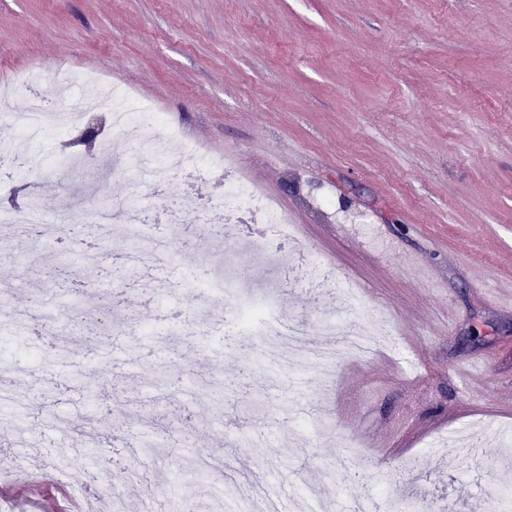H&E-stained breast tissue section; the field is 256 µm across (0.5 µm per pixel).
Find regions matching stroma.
Masks as SVG:
<instances>
[{
	"mask_svg": "<svg viewBox=\"0 0 512 512\" xmlns=\"http://www.w3.org/2000/svg\"><path fill=\"white\" fill-rule=\"evenodd\" d=\"M67 62L155 104L187 141L235 155L244 174L288 211V244L250 250L239 230L215 238L195 225L192 242L156 222L168 261L117 296L141 336L102 335L96 319L109 276L90 279L71 241L47 242L0 223V301L29 311L34 296L59 309L47 334L67 356L46 353L20 326L0 331V370L16 398L0 402V512H53L57 491L107 512L91 487L142 471L119 512H235L276 486L298 512L307 483L322 488L321 512H352L373 498L400 512L422 497L429 512H497L512 488V310L493 299L512 289V0H0V78ZM80 132L42 145L54 163L37 192L46 215L75 190L94 205L124 196L110 172L135 144L116 136L108 151L80 152ZM81 153L71 171L63 161ZM151 212L191 191L201 209L224 195L170 166ZM309 254L334 279L307 283L278 265L283 250ZM207 259L235 270L243 299L270 298L315 330L346 317L336 277L387 310L396 349L364 362L339 360L330 383L259 356L252 336L148 335L161 304L192 312L184 264ZM62 264L63 280H32ZM476 358L487 379L462 391L456 375ZM170 439L145 452L133 438L147 420ZM355 446L370 469L398 475L375 486L326 464Z\"/></svg>",
	"mask_w": 512,
	"mask_h": 512,
	"instance_id": "1",
	"label": "stroma"
}]
</instances>
